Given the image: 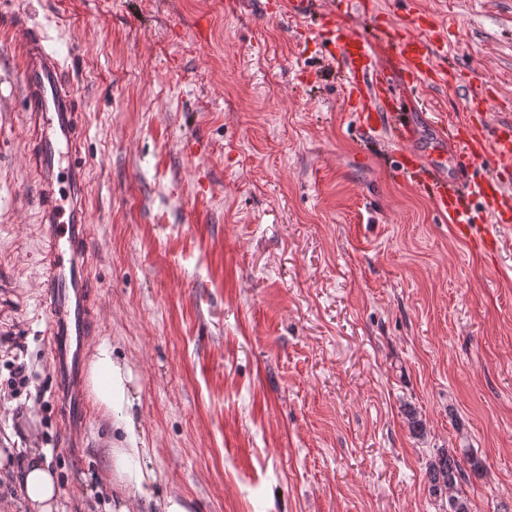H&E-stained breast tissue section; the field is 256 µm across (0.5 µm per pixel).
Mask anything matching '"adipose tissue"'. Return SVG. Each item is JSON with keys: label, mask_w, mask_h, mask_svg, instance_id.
<instances>
[{"label": "adipose tissue", "mask_w": 512, "mask_h": 512, "mask_svg": "<svg viewBox=\"0 0 512 512\" xmlns=\"http://www.w3.org/2000/svg\"><path fill=\"white\" fill-rule=\"evenodd\" d=\"M130 382L128 364L114 356L111 345L97 346L91 361V392L107 413L116 414L121 437L119 447L111 451V481L115 488L111 512H133L131 493L152 499L159 481L146 449L139 446ZM22 479L29 512H58V481L39 449H30L23 464Z\"/></svg>", "instance_id": "ef3b65f1"}]
</instances>
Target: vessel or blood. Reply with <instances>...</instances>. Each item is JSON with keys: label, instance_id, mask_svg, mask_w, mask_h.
I'll return each instance as SVG.
<instances>
[{"label": "vessel or blood", "instance_id": "vessel-or-blood-1", "mask_svg": "<svg viewBox=\"0 0 512 512\" xmlns=\"http://www.w3.org/2000/svg\"><path fill=\"white\" fill-rule=\"evenodd\" d=\"M367 10L365 0H327L311 36L332 46L340 60L347 101L362 129L369 131L384 115L406 109L393 90L390 77L378 72V58L389 60L402 83L411 88L452 83L456 77L435 66V54L445 40L422 15H409L402 30L383 19H375L382 35L373 38L351 21L352 15ZM14 30L21 51L24 98L34 137L30 162L39 176L38 209L48 244L42 283V301L48 315L46 341L65 419L68 425L82 429L88 421L84 372L95 312L87 250L86 183L84 166L78 160L84 136L78 89L64 76L60 61L47 46L41 30L21 17L16 19ZM470 102L472 111L466 121L438 129L440 139L457 143V165L466 185L448 181L437 164L423 161L416 147L419 135L410 123H399L395 137L402 146V171L423 175L424 190L438 212L447 217L460 237L493 257L500 246L498 228L512 222V184L503 177L506 162L512 160V121L487 125V97L474 93ZM64 154L70 161L67 175L62 178L57 168ZM491 156L497 159L494 171L472 179L471 171ZM474 196L487 203L486 226L479 233L473 230L475 214L470 199Z\"/></svg>", "mask_w": 512, "mask_h": 512}]
</instances>
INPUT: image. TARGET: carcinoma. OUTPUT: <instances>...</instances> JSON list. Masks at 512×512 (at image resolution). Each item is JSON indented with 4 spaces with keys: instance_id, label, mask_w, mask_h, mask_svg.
<instances>
[{
    "instance_id": "carcinoma-1",
    "label": "carcinoma",
    "mask_w": 512,
    "mask_h": 512,
    "mask_svg": "<svg viewBox=\"0 0 512 512\" xmlns=\"http://www.w3.org/2000/svg\"><path fill=\"white\" fill-rule=\"evenodd\" d=\"M483 470L482 458L471 448L459 452L438 450L427 464L429 494L441 505L448 506L446 512H470L469 500L459 491V486L467 481L469 474L478 476Z\"/></svg>"
}]
</instances>
